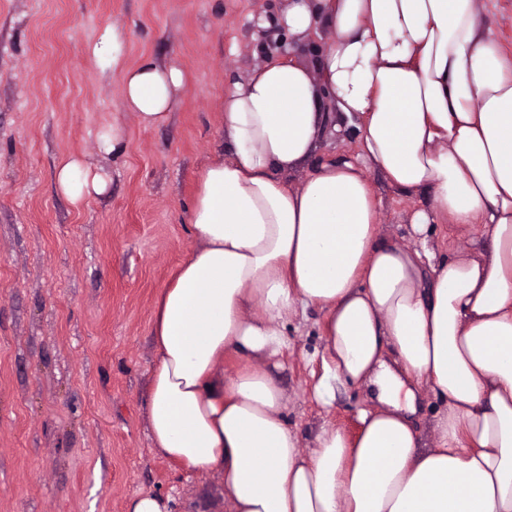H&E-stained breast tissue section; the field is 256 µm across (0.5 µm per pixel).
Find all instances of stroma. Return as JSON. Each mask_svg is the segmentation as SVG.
I'll list each match as a JSON object with an SVG mask.
<instances>
[{
  "label": "stroma",
  "instance_id": "35a3bbf8",
  "mask_svg": "<svg viewBox=\"0 0 512 512\" xmlns=\"http://www.w3.org/2000/svg\"><path fill=\"white\" fill-rule=\"evenodd\" d=\"M481 23L512 58V0H478ZM285 0H0V512H125L152 493L188 512L215 490L152 448L146 422L155 365L152 313L193 242L186 212L198 172L221 140L219 104L233 82L278 57ZM125 36L128 63L175 62L191 84L170 120L145 128L125 111L118 78L87 47L107 28ZM124 151L102 154L112 122ZM352 126L324 132L314 162L356 161ZM83 154L112 175L103 196L73 205L58 192L59 161ZM379 232L414 245L409 218L430 207L373 167ZM436 260L489 251L480 227L431 225ZM288 351L274 377L302 447L321 427L354 435L371 408L346 386L332 411L310 397L324 314L289 317ZM99 151L110 154L122 151L126 147L127 137L123 126L112 122V126L104 127L97 136Z\"/></svg>",
  "mask_w": 512,
  "mask_h": 512
}]
</instances>
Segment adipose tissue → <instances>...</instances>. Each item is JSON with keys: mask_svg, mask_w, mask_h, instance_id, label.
<instances>
[{"mask_svg": "<svg viewBox=\"0 0 512 512\" xmlns=\"http://www.w3.org/2000/svg\"><path fill=\"white\" fill-rule=\"evenodd\" d=\"M279 23L329 36L316 68L269 60L222 99L227 148L197 175L193 247L154 306L152 446L219 477L212 512H512V60L477 0H288ZM88 54L145 127L189 87L175 65L128 64L115 30ZM340 116L362 162L431 191L416 234L477 224L490 252L429 267L427 250L382 238L359 165L289 184ZM55 182L79 206L110 178L71 155ZM309 307L326 314L314 399L328 409L340 386L370 384L378 405L355 436L324 427L305 450L272 372L288 317ZM410 380L446 402L430 448Z\"/></svg>", "mask_w": 512, "mask_h": 512, "instance_id": "adipose-tissue-1", "label": "adipose tissue"}]
</instances>
